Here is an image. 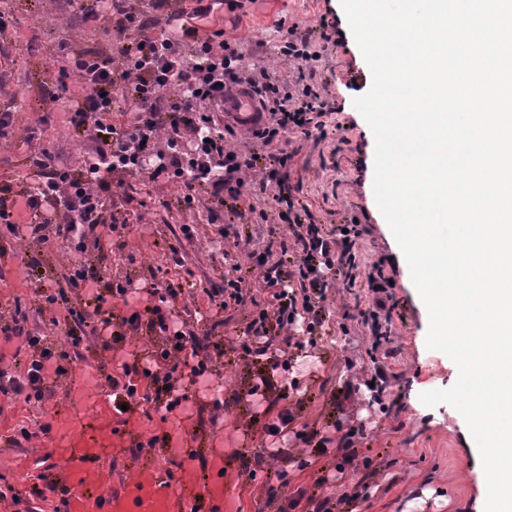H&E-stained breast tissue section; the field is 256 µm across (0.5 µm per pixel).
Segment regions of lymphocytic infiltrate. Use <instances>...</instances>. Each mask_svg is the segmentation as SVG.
<instances>
[{
  "label": "lymphocytic infiltrate",
  "mask_w": 512,
  "mask_h": 512,
  "mask_svg": "<svg viewBox=\"0 0 512 512\" xmlns=\"http://www.w3.org/2000/svg\"><path fill=\"white\" fill-rule=\"evenodd\" d=\"M171 2L72 0L84 22L107 19L111 50L72 54L60 44L63 64L45 95L67 103L70 127L94 147L76 164L49 147L30 154L26 174L0 184V223L14 237L26 232L42 243L55 240L90 261L59 272L42 254L26 255L36 296L65 312L66 340L58 344L30 330L32 309L25 303L1 311L0 335L17 343L10 367L0 369L1 395L43 406L83 359L86 343L114 352L145 329L162 338V345L103 375L102 383L125 389L129 398L174 409L211 389L225 357L276 367L279 359L268 353L276 341L304 348L305 338L322 323L329 276L349 281L358 267L360 223L325 227L291 181L289 134L326 138L333 110L317 74V57L331 41L327 22L288 27L279 53L295 69L284 75L249 63L223 29L199 36L200 22L217 6L234 12L246 0H188L177 9ZM74 84L80 89L76 98L69 95ZM236 85L247 86L265 112L263 124L247 130L249 145L243 150L232 146L237 131L220 117L224 90ZM115 110L131 113V120L108 123ZM159 181L179 186L180 209L206 202L223 237L241 239L255 223L285 224L291 235L269 241L268 259L252 267L233 264L220 282L202 290L154 280L146 290L152 303L141 305L143 290L132 279H106L102 240L131 231L134 217L147 208L145 199L134 196L136 183ZM254 274L270 291L261 304L245 286ZM366 279L372 298L356 317L377 337L395 310L390 280L379 263ZM116 299L130 310L117 326L112 323ZM201 304L212 316L191 320V309ZM242 309L248 316L241 337L222 335L226 313ZM138 375L149 380L142 396L133 383ZM179 383L185 393L176 401L172 390Z\"/></svg>",
  "instance_id": "obj_1"
}]
</instances>
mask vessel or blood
Masks as SVG:
<instances>
[{"label":"vessel or blood","mask_w":512,"mask_h":512,"mask_svg":"<svg viewBox=\"0 0 512 512\" xmlns=\"http://www.w3.org/2000/svg\"><path fill=\"white\" fill-rule=\"evenodd\" d=\"M224 116L242 128L264 120L259 103L243 87L225 91ZM103 363L92 353L77 365L70 405L53 411L50 431L39 437V455L22 458L20 469L43 473L63 492L66 512H231L230 451L252 446L262 425L250 423L232 436L201 433L192 420L173 436L163 423L144 431L138 407L120 409L117 399L91 382ZM138 447L140 462L118 474L117 449ZM200 452L207 458L203 470L197 467ZM60 459L65 468H57Z\"/></svg>","instance_id":"b4317fda"}]
</instances>
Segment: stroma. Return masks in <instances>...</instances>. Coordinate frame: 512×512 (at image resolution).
Here are the masks:
<instances>
[{
  "label": "stroma",
  "mask_w": 512,
  "mask_h": 512,
  "mask_svg": "<svg viewBox=\"0 0 512 512\" xmlns=\"http://www.w3.org/2000/svg\"><path fill=\"white\" fill-rule=\"evenodd\" d=\"M12 14L15 24L0 37V102H15L18 120L9 138H0V181L23 169L28 155L44 146L55 147L71 162H80L92 148L90 139L76 135L67 124L62 104H46L40 87L55 78L62 65L60 43L79 52L106 48L97 25L82 22L68 0H0V12ZM335 27V44L322 72L328 82L329 100L336 107L329 115L325 140L315 142L291 136L299 153L292 168L301 178L300 196L322 222L338 223L355 217L364 229L354 284L337 282L327 290L326 319L305 349L274 344L272 355H286L287 369L267 373L271 396L277 408L290 409L292 428L320 431L334 436L336 427L362 424L365 432L355 444L360 456L370 457V468L337 471L343 451L337 445L318 450L296 439L283 444L272 472L249 475L235 465L232 475L235 512H278L265 506L264 484L313 487L335 500V512H477L485 501V479L478 466V448L464 418L451 406L426 407L420 393L447 389L458 377L455 363L445 354L428 349L429 319L410 275L408 264L381 214L373 193L374 135L353 105L366 93L371 71L350 31L340 0H251L245 15L224 12L226 39L241 44L249 60L275 70H292L291 62L277 54L281 29L292 24L315 27L320 20ZM189 224L196 238L186 245L183 264H176L166 242L173 230ZM252 241L227 248L218 225L209 221L205 207L190 212L146 210L126 238L124 249H109V277L130 276L136 285L150 284L153 275H164L183 287L202 288L217 280L230 262L248 263L253 252H263L270 233L287 234L285 225L269 229L255 224ZM0 250L13 257L0 265V309L15 300L33 302L34 286L23 264L26 253H42L53 266L76 265L79 253L54 243L19 239L0 225ZM383 261L384 272L393 278L390 293L396 303L388 339L383 348L393 350L390 365L395 374L382 402H375L364 388L371 362L372 337L357 322H342L344 311L369 295L366 274L373 262ZM224 411L221 424H237L254 416L248 392L257 381L256 368L242 361L225 366ZM0 475L11 485L38 483V471L21 472V455L33 456L36 446L18 449L8 444L22 423L33 413L20 400L0 395ZM368 487V499L342 501L343 493L356 484Z\"/></svg>",
  "instance_id": "35a3bbf8"
}]
</instances>
